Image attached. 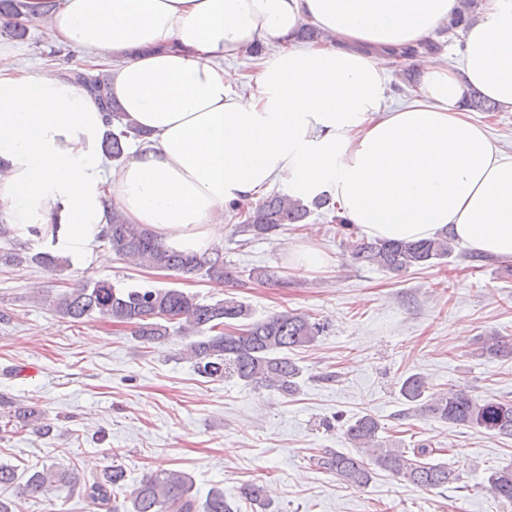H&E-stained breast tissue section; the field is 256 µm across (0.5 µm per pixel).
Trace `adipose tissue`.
Listing matches in <instances>:
<instances>
[{
	"mask_svg": "<svg viewBox=\"0 0 512 512\" xmlns=\"http://www.w3.org/2000/svg\"><path fill=\"white\" fill-rule=\"evenodd\" d=\"M63 46L110 76L147 142L102 177L106 114L55 68L18 72L0 46V205L20 240L92 259L113 211L171 249L212 254L223 213L272 185L326 194L370 238L449 232L512 261V154L464 106L471 92L512 112V0H484L454 68L417 60L414 95L386 104L391 53L418 48L459 0H26ZM311 24L325 40L297 41ZM255 89L224 63L257 44Z\"/></svg>",
	"mask_w": 512,
	"mask_h": 512,
	"instance_id": "adipose-tissue-1",
	"label": "adipose tissue"
}]
</instances>
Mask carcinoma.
Instances as JSON below:
<instances>
[{
    "mask_svg": "<svg viewBox=\"0 0 512 512\" xmlns=\"http://www.w3.org/2000/svg\"><path fill=\"white\" fill-rule=\"evenodd\" d=\"M479 8L478 0H462L458 12L448 21L445 31L456 35L472 19ZM29 17L25 0H0V38L22 41L27 36ZM72 79L96 95L112 129L102 143V152L113 160L125 156L129 139L144 133L124 121L123 109L112 98L107 76ZM330 206L324 197L303 204L298 199L273 193L258 204L244 210L240 232L254 237H269L288 224H300L311 214V208ZM103 240L121 259L156 271H174L183 275L201 274L210 282L222 285L234 280L233 271L220 256H197L172 250L153 232L127 224L117 212L112 224L101 234ZM454 251L452 239L442 232L431 239L351 241L350 258L358 265L377 267L399 274L411 268H426ZM54 310L72 322L99 315L117 326L128 327L145 344L162 345L168 341L170 325L177 324L178 333L186 340L185 357L194 362L204 377L237 378L254 389H268L285 398L299 393L302 368L290 353L313 344L323 326L311 315L285 310L259 321H250L249 307L234 296L211 303L202 302L194 293L179 288H118L106 279L82 280L52 300ZM480 355L488 359L512 358V340L489 334L478 338ZM408 403L407 416L437 419L450 425L483 429L496 437L512 439V400H484L466 386H456L438 393L429 392L425 377L411 374L399 389ZM8 418L38 426V410L16 409ZM385 426L371 414L358 417L345 429L347 442L356 448L344 453L323 448L313 456L317 468L335 475L349 486L366 485L375 469L383 470L415 487L440 488L457 481L445 463H434L436 449L427 443L412 448L387 442L381 437ZM124 481L123 471L113 466L101 477L84 485L85 495L94 512H234L224 499V491L212 489L205 500L193 494V482L184 472L160 470L145 477L116 504L115 489ZM54 483L74 484V472L50 465L33 472L18 488V501H0V512H20L19 502L40 498ZM489 492L498 500L512 504V466L493 471L487 478ZM242 496L260 509L272 512L271 501L259 483L243 487Z\"/></svg>",
    "mask_w": 512,
    "mask_h": 512,
    "instance_id": "1",
    "label": "carcinoma"
}]
</instances>
